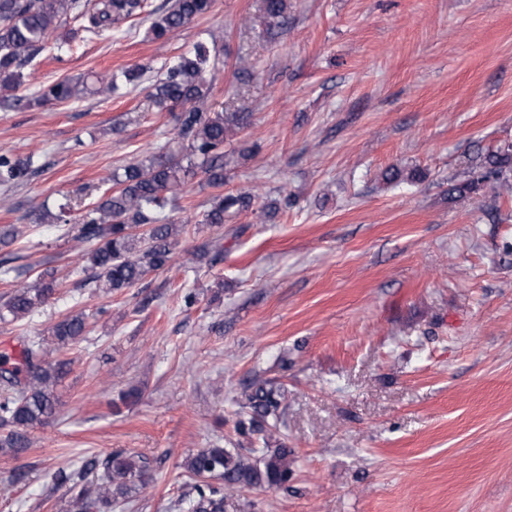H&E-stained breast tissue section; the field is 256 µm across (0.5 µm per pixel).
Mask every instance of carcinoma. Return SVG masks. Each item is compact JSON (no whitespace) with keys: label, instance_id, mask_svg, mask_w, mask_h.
Returning <instances> with one entry per match:
<instances>
[{"label":"carcinoma","instance_id":"obj_1","mask_svg":"<svg viewBox=\"0 0 512 512\" xmlns=\"http://www.w3.org/2000/svg\"><path fill=\"white\" fill-rule=\"evenodd\" d=\"M214 0H174L151 22L149 33L163 39L183 31L209 13ZM145 0H0V107L19 102L15 92L22 84V68L39 54L61 47L56 31L64 18L73 15L84 20V30L99 34L123 20L141 15ZM288 0H263L268 26L285 18ZM219 54L207 43L198 41L192 49L168 65L152 85L149 100L157 112L177 115L178 148L130 163L112 173V187L93 206L83 210L76 239L97 241L84 254L86 265L99 270L97 287L111 293L130 288L148 273L165 268L178 244L180 225L164 222L162 214L175 207L177 191L189 179L202 173L209 186H224V142L227 135L246 126L244 112H213L208 106L211 86L205 74L217 68ZM141 67L123 68L106 82L90 87L85 81L61 80L42 91L39 99L58 102L79 99L87 94H114L139 84ZM32 159L0 153V186L11 187L29 174ZM480 187L499 197L512 194V153L503 150L490 155L479 165L472 179L457 187L460 192ZM255 196L217 194L210 199L202 223L220 228L224 215L248 211ZM54 272L40 273L36 283L11 294L0 304V318L21 319L44 305L60 288ZM85 316L68 313L50 329L57 349L63 350L83 338ZM8 357L0 362V453H17L27 446L28 430L44 424L55 413L58 397L55 388L67 373L69 361L47 360L39 340L29 341L22 351V366L7 367ZM251 410L241 428L253 434L265 431L268 420L279 422L285 391L270 383L253 384L245 394ZM192 480L190 492L178 506L186 512H224L225 494L241 486L266 484L281 487L292 474V459L286 448H268L262 465L224 448H201L183 461ZM148 462L125 450H115L103 458L89 461L71 479L66 512H112V505L136 499L146 487ZM95 472L98 483L87 486L86 477Z\"/></svg>","mask_w":512,"mask_h":512}]
</instances>
